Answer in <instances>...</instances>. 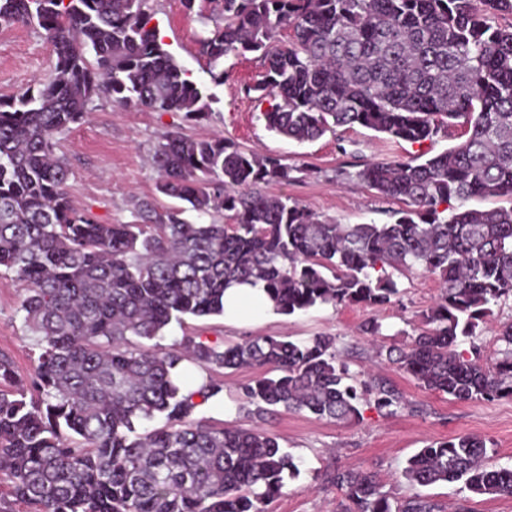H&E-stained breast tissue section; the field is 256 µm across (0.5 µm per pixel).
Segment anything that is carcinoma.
<instances>
[{"label": "carcinoma", "mask_w": 512, "mask_h": 512, "mask_svg": "<svg viewBox=\"0 0 512 512\" xmlns=\"http://www.w3.org/2000/svg\"><path fill=\"white\" fill-rule=\"evenodd\" d=\"M145 4L0 0L1 26H36L56 55L48 80L0 101V269L25 285L20 311L38 349L28 380L0 355V477L14 497L34 512H266L285 477L299 474L293 455L267 430L192 419L193 397L220 394L225 370L268 368L242 387L249 414L282 408L349 422L366 395L389 414L401 408L391 386L350 374L334 336L143 344L187 316L223 315L232 284L263 282L277 312L292 315L384 306L398 292L387 269L420 270L440 293L409 349L387 359L458 401L512 399V323L491 363L476 344L470 356L456 350L512 297V207L466 206L512 198V25L494 23L512 15V0H183L213 23L198 39L211 83L224 84V58L260 54L253 90L268 102V130L304 143L357 125L421 145L458 123L459 142L421 162L364 164L356 177L406 208L390 224H339L261 191L291 179L279 158L170 133L153 155L159 191L228 223L145 208L144 224H97L70 203L55 135L102 93L189 116L212 99L148 27ZM188 363L207 376L186 394L177 378ZM486 458L484 439L460 435L420 449L402 477L512 496V466ZM329 480L348 512L439 509L422 497L392 505L370 472Z\"/></svg>", "instance_id": "cac0c4a2"}]
</instances>
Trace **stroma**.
Instances as JSON below:
<instances>
[{
  "mask_svg": "<svg viewBox=\"0 0 512 512\" xmlns=\"http://www.w3.org/2000/svg\"><path fill=\"white\" fill-rule=\"evenodd\" d=\"M146 9L165 49L189 79L207 85L212 96L209 112L191 118L182 112L123 107L108 95L95 98L85 122L55 137L56 151L69 169L68 196L78 212L100 224H137L142 207L160 213L179 207V200L158 191L152 156L165 134L180 132L196 138L223 136L246 150L280 157L292 179L265 184L263 192L288 197L320 219L342 224L393 222L400 202L371 190L358 180L357 173L367 162L412 159L418 147L359 126L340 127L304 144L268 131L260 118L264 106L251 91L264 71L257 55L225 58L224 83L212 85L207 62L199 54L197 38L204 26L198 18L187 14L182 0H147ZM54 64L53 48L37 27L0 26V99H9L34 80L48 77ZM392 277L399 292L380 308L322 305L255 323L228 325L220 317L190 318L185 325L174 323L166 329L160 341L166 349L175 347L185 333L227 344L250 336L305 341L331 335L350 372H371L402 396L397 413L380 411L369 399L360 406V418L351 422L319 420L284 410L261 419L239 411L241 386L261 375V368L225 371L223 405L199 402L196 419L217 427L263 425L299 464V476L286 480L282 495L269 503L268 512H344L348 506L345 495L329 481L337 469L374 473L394 502L419 494L444 506L445 512H512V496H475L459 482L417 487L401 478L407 459L419 449L463 434L485 439L492 464L512 465V399L457 401L420 387L379 356V348L412 344L424 326L425 311L439 293V284L431 276L396 271ZM22 295L21 283L0 270V352L9 355L18 373L26 377L33 371L35 354L19 310ZM370 318L381 325V334L373 343L360 333Z\"/></svg>",
  "mask_w": 512,
  "mask_h": 512,
  "instance_id": "1",
  "label": "stroma"
}]
</instances>
